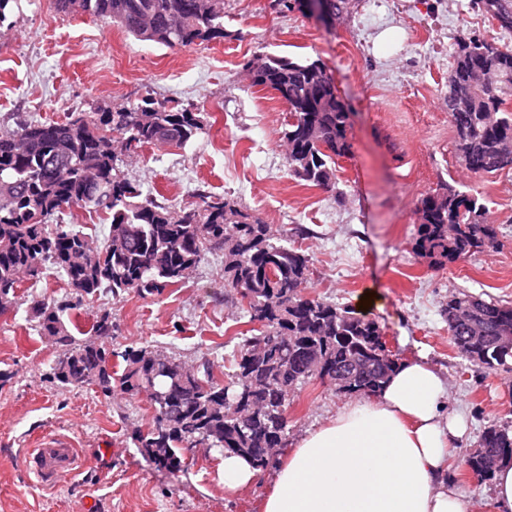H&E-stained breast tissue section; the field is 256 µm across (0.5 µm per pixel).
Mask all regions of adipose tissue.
I'll return each mask as SVG.
<instances>
[{"instance_id":"1","label":"adipose tissue","mask_w":512,"mask_h":512,"mask_svg":"<svg viewBox=\"0 0 512 512\" xmlns=\"http://www.w3.org/2000/svg\"><path fill=\"white\" fill-rule=\"evenodd\" d=\"M447 395L426 357L401 362L373 400L346 403L299 439L262 512H468L448 480L464 425L443 415Z\"/></svg>"}]
</instances>
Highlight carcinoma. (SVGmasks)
Returning <instances> with one entry per match:
<instances>
[{
  "mask_svg": "<svg viewBox=\"0 0 512 512\" xmlns=\"http://www.w3.org/2000/svg\"><path fill=\"white\" fill-rule=\"evenodd\" d=\"M58 12L88 14L119 24L134 38L169 48L224 38V0H54ZM484 11L512 31V0H479ZM253 85L277 92L288 108L284 142L288 170L296 178L328 189L331 164L351 153L350 112L336 80L319 61L278 55L261 57ZM484 65L498 69L503 84L492 90L472 83ZM469 90L470 104L455 108L456 88ZM448 115L457 150L475 174L512 170V49L472 34L457 40L448 77ZM204 129L200 113L145 97L135 107L73 112L62 122L29 123L0 132V309L15 303L17 291L43 267L58 269L68 287L82 295L102 288L119 297L142 298L186 282L206 252L224 257V290L239 296L256 332L241 337L229 381L214 364L189 366L149 347L129 349L114 376L105 347L71 336L65 307L32 306L40 334L66 347L52 379L64 386H93L106 396L119 389L145 395L153 424L134 433L136 447L157 466L182 468V452L204 444L247 457L265 468L282 447L290 397L312 379L327 380L315 368L349 372L361 360L366 369L350 383L351 396L378 392L397 365L377 322L348 308L303 293L310 260L276 236L260 218L204 193L180 209L168 206L120 170L124 154L151 145L182 149ZM80 207L106 214L110 230L96 244L55 216ZM415 254L441 268L481 252L496 238L487 210L473 194L446 185L419 202ZM512 331V307L477 295L448 296V331L469 362L485 369H511L512 346L500 336ZM479 447L500 462L512 459V427L484 428Z\"/></svg>",
  "mask_w": 512,
  "mask_h": 512,
  "instance_id": "cac0c4a2",
  "label": "carcinoma"
}]
</instances>
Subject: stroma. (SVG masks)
Returning a JSON list of instances; mask_svg holds the SVG:
<instances>
[{"label":"stroma","instance_id":"35a3bbf8","mask_svg":"<svg viewBox=\"0 0 512 512\" xmlns=\"http://www.w3.org/2000/svg\"><path fill=\"white\" fill-rule=\"evenodd\" d=\"M14 27L0 36V130L21 121H61L70 112L130 107L145 96L190 106L204 118L185 148L146 147L122 172L174 208L221 197L288 236L309 256L307 295L351 306L376 321L397 361L426 355L446 378L444 408L466 425L448 479L469 512H499L491 483L467 464L483 429L512 422V371L472 366L454 348L443 309L453 292L512 305V170L475 175L456 148L448 76L456 41L475 34L512 48L476 0H349L333 26L276 0H224L223 39L191 48L141 42L107 20L57 12L53 0H19ZM318 60L351 111L349 156L336 161L326 190L288 170L281 140L288 109L252 85L253 56ZM478 196L498 246L442 268L419 258L416 206L439 185ZM71 305L79 332L109 315L111 364L148 346L193 365L228 371L250 330L224 291L221 252L161 295L78 296L62 277L26 282L0 311V512H262L276 464L235 492L224 489L223 453L185 452L180 471L157 467L133 440L153 412L145 396H104L54 381L62 347L40 335L35 302ZM346 398L313 379L288 405L286 448L335 416ZM64 437L76 450L55 483L30 472L40 440Z\"/></svg>","mask_w":512,"mask_h":512}]
</instances>
